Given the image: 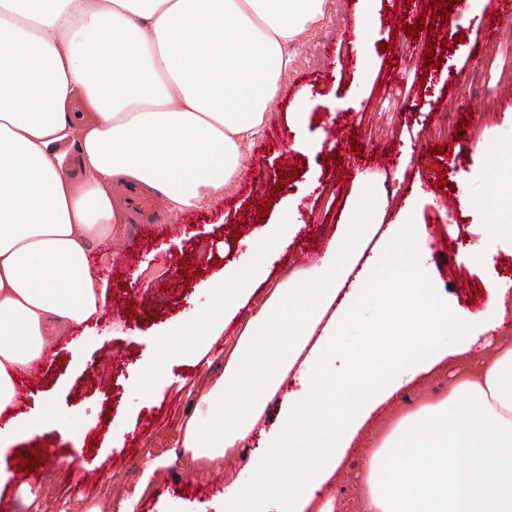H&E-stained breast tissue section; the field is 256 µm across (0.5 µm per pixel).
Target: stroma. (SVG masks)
I'll use <instances>...</instances> for the list:
<instances>
[{"instance_id":"stroma-1","label":"stroma","mask_w":512,"mask_h":512,"mask_svg":"<svg viewBox=\"0 0 512 512\" xmlns=\"http://www.w3.org/2000/svg\"><path fill=\"white\" fill-rule=\"evenodd\" d=\"M433 3L324 0L322 18L288 48L291 65L262 127L242 149L233 183L184 212L154 205L152 246L139 244L144 217L135 209L119 237L94 245L91 260L108 281V303L95 331L63 330L58 367L19 391L18 411L52 402L60 426L14 446L26 458L48 449L38 482L18 483L12 457L0 459V512L31 502L40 512H61L65 503L80 512H112L113 500L130 487L138 491L136 512H220L218 476L226 463L238 467L235 487L251 483V455L262 431L277 423L280 397L268 400L255 431L215 461L195 462L187 452L156 456L149 449L182 437L198 414L196 393L223 374L251 310L242 308L223 331H214L215 290L225 270L249 264L250 242L264 230L296 227L288 248L268 263L265 279L239 280V287L253 290L252 305L308 270L307 254L323 256L336 225L391 224L412 202L410 221L425 229L441 297L463 315L488 308L499 281L512 277V240L491 229V200L499 182L512 181V169L498 155L499 148L512 147V84L499 79L501 70L512 68V15L490 28L486 0H456L444 25L427 15ZM364 16L368 25L357 27ZM420 22L424 30L409 38L407 26ZM486 28L493 45L482 52L477 39ZM445 39L451 42L446 49ZM383 42L389 50H380ZM428 48L443 55L440 65L426 67ZM299 107L302 119L292 120ZM443 113L448 137L435 131ZM279 127L288 135L277 140ZM354 137L360 147L351 145ZM298 140L305 149H295ZM438 146L448 154L432 155ZM381 154L392 157L390 167L376 165ZM337 155L341 165L323 164V157ZM282 164L299 169V176L280 179ZM271 191L277 197L269 213L260 214L253 198ZM451 196L459 200L457 209L441 214ZM439 236L446 249H434ZM476 284L482 295H474ZM135 331L149 335V342H135ZM78 339L84 351L77 358L69 344ZM475 366L467 354L445 360L373 412L363 435L384 437L401 417L443 399ZM143 391L152 393L151 407H142ZM366 454L348 449L306 512H320L330 499L335 512H356ZM72 455L90 462L92 489L75 487L53 463ZM163 471L170 474L164 485L158 480Z\"/></svg>"}]
</instances>
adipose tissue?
<instances>
[{"instance_id":"adipose-tissue-1","label":"adipose tissue","mask_w":512,"mask_h":512,"mask_svg":"<svg viewBox=\"0 0 512 512\" xmlns=\"http://www.w3.org/2000/svg\"><path fill=\"white\" fill-rule=\"evenodd\" d=\"M323 0H0V413L16 377L61 327L102 312L91 262L126 209L112 189L135 185L170 209L223 192L241 146L262 125L291 57ZM77 145L82 177L63 173ZM379 293L382 315L361 313ZM432 286L407 220L340 224L317 272L277 285L255 310L225 369L201 391L184 431L193 460L211 461L252 432L267 401L278 426L251 458L254 481L224 494V512H267V475L306 446L276 512H299L335 472L375 409L446 358L483 351L440 402L365 440L359 512H512V348L501 322L474 332ZM367 351L343 349L347 326ZM258 381L238 398L242 379ZM294 389H287V382Z\"/></svg>"}]
</instances>
